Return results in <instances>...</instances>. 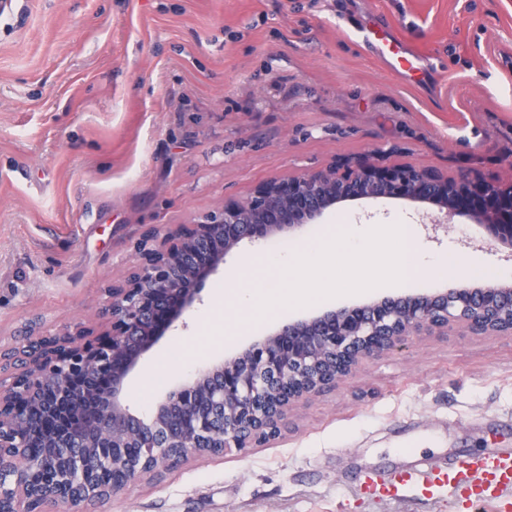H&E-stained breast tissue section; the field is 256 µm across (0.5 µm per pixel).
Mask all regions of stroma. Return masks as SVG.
Returning a JSON list of instances; mask_svg holds the SVG:
<instances>
[{
    "instance_id": "stroma-1",
    "label": "stroma",
    "mask_w": 512,
    "mask_h": 512,
    "mask_svg": "<svg viewBox=\"0 0 512 512\" xmlns=\"http://www.w3.org/2000/svg\"><path fill=\"white\" fill-rule=\"evenodd\" d=\"M375 31L417 69L398 74ZM408 164L512 181V0H13L0 19V341L25 324L111 333L106 291L136 246L201 221L269 180L329 165ZM461 204L399 198L326 210L336 225H415L422 248L512 284V253ZM227 257L202 300L144 356L137 412L195 368L316 308L238 305ZM512 448V336L414 337L297 405L264 446L131 484L99 512H477L350 488L383 468Z\"/></svg>"
}]
</instances>
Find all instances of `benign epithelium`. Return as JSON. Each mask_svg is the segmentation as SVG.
<instances>
[{
	"label": "benign epithelium",
	"instance_id": "7a95c632",
	"mask_svg": "<svg viewBox=\"0 0 512 512\" xmlns=\"http://www.w3.org/2000/svg\"><path fill=\"white\" fill-rule=\"evenodd\" d=\"M512 194L475 184L463 174L431 175L411 166L381 168L368 160L350 169L328 167L281 177L258 193L208 214L179 236L137 244L141 262L126 285L112 288L102 317L112 336L94 342L69 330L46 334L40 324L0 342V512H95L135 481H154L188 461L244 452L281 432L299 402L334 389L359 365L397 350L414 336L446 335L459 327L476 336L512 335V287L482 285L383 297L354 307L279 325L249 347L211 361L165 390L146 413L131 410L127 384L140 360L196 301L225 258L248 242L293 234L325 210L355 199L402 196L439 207L446 224L456 214L450 191ZM299 206L291 224L271 215ZM486 229L512 250V224L477 213ZM85 380L99 412L65 436V457L34 455L29 436L56 440L45 419L59 402L77 406L72 379Z\"/></svg>",
	"mask_w": 512,
	"mask_h": 512
}]
</instances>
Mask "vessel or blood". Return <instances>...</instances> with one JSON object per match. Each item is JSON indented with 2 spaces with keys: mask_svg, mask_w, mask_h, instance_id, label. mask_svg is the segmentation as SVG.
<instances>
[{
  "mask_svg": "<svg viewBox=\"0 0 512 512\" xmlns=\"http://www.w3.org/2000/svg\"><path fill=\"white\" fill-rule=\"evenodd\" d=\"M383 496L401 493L431 499L472 494L486 512H512V452L437 460L407 470H391L372 482Z\"/></svg>",
  "mask_w": 512,
  "mask_h": 512,
  "instance_id": "b4317fda",
  "label": "vessel or blood"
}]
</instances>
